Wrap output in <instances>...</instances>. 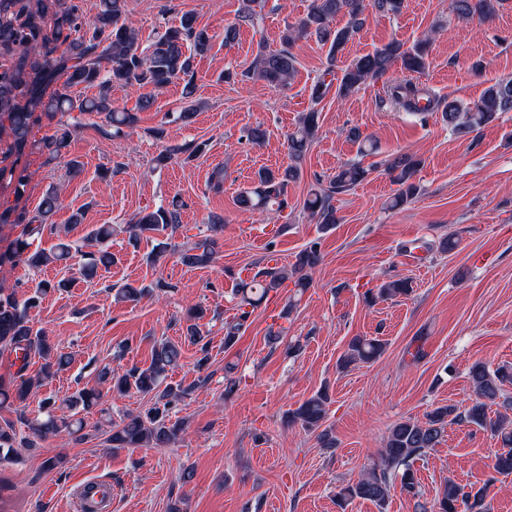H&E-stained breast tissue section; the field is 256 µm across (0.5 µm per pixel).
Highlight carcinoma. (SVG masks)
Wrapping results in <instances>:
<instances>
[{
  "label": "carcinoma",
  "mask_w": 512,
  "mask_h": 512,
  "mask_svg": "<svg viewBox=\"0 0 512 512\" xmlns=\"http://www.w3.org/2000/svg\"><path fill=\"white\" fill-rule=\"evenodd\" d=\"M501 0H454V8L461 18L477 16L490 20L501 7ZM365 0H311V6L299 23L286 26L282 31L283 48L276 51H259L242 77L263 81L273 87L288 85L296 71V60L288 46L300 35H314L328 46L327 74L335 75L337 58L344 54L348 44L365 23ZM347 16L342 26L334 24L339 14ZM212 49V36L207 28L197 24L192 12L180 16L179 24L156 34L147 46H142L139 32L127 17L126 0H99L96 14L85 17L79 0H0V116L9 123L11 143L8 154L14 162L32 147L30 135L39 116L54 117L78 111L88 115L104 116L101 132L110 137L132 128L138 122L135 112L112 108V86L149 87L161 90L175 79L184 81L186 106L183 118H191L199 103L192 100L195 91V59ZM430 41L421 39L410 47L399 42H389L365 55L354 57L341 69L340 77L332 84L324 79L312 89L314 101L321 100L331 86H336V96L346 98L361 86L383 78L395 63L399 62L409 74H421L428 66ZM94 87L97 94L77 99L69 89L77 86ZM392 104L409 112H433L443 108V118L448 127L457 133L479 130L497 119L501 112H512V78L501 79L489 86L482 96L463 104L456 100L443 103L431 91L420 88L410 79L389 87ZM318 132V112L310 110L299 119L297 130L288 136L289 163L282 169L262 168L257 172V185L244 191L239 204L246 209H266L288 205L287 191L291 182L299 179L305 153ZM75 133V127L62 120L53 132L39 143L47 154V161H62L75 173L81 164L67 158V147ZM419 161L407 155L392 160L387 172L396 185L397 193L391 202L396 208L412 199L418 190L413 178ZM367 170L355 162H349L336 171L328 185L315 181L303 206L325 225L337 223L336 208L332 204L336 194L350 190L365 179ZM60 192L50 188L38 205L35 214L10 208L0 212V223L24 225L7 254L0 253L4 261L25 262L39 268L66 260L70 246L60 243L50 250L30 251V238L40 236L45 230H54L52 216L61 207ZM180 205L144 208L134 220L124 225L123 231L136 239L163 232L173 236L180 228ZM223 220L210 221V234L194 240L172 245L159 241L154 246V262H163L170 252L178 254L180 261L189 267L207 266L214 260L216 236L222 230ZM114 228L101 224L91 232L93 250L81 254L77 273L84 280L98 277V271L108 269L114 263V255L108 250ZM318 259L313 247L304 250L291 268L265 267L258 271L249 283H241V301L233 321L226 325L224 349L235 345L239 331L247 324L256 308L271 292L277 291L288 281L300 289L309 287L307 270ZM71 281L60 279L55 283L45 281L20 301L15 291L0 288V350L14 355L12 365L17 367L13 378L0 381V407L15 400L21 403L40 385L41 379L61 371L68 363L66 354L51 344L45 332L34 328L31 312L38 308L43 298L52 291L70 287ZM115 291L118 302H135L146 289L125 284ZM408 281L395 279L380 285L377 295L381 298L407 295ZM204 315L194 307L188 311V325L183 341L163 339L153 346L151 360L146 367H133L123 374L105 368L100 380L110 382L106 391L80 389L64 399L71 405L83 408L102 406L100 412L109 413L103 404L117 400L134 389L150 396V405L138 413H127L118 422H111L108 441L114 448H164L179 440L185 432V421L174 417L173 409L192 387L167 382L169 370L176 367L182 356V343L199 347L201 357L198 367L209 361V343L201 332L197 320ZM386 343L378 338L353 337L340 358V367L356 362L371 363L381 357ZM42 360L40 375L27 377L31 355ZM475 400L464 411L455 405L434 407L423 419L407 418L395 423L389 431L385 448L381 450V464L361 475L355 482L341 488L339 501L345 503L355 498L384 504L393 488L392 478L400 476V493L415 500L416 512H481L484 489L466 491L453 481H448L433 502H420L421 491L410 460L420 457L436 447L445 429L459 422H467L490 431L500 438L503 451L496 455L494 468L500 474H512V419L503 413L490 416L489 410L502 396V386L512 383V369L504 367L490 371L482 362L472 365L469 371ZM327 396L316 394L296 409L288 412V420L301 424L302 428L317 434L326 448L336 447V441L322 429L326 419ZM29 437L17 441L15 428L7 423L0 425V463L17 459L30 452L35 441L67 435L74 440L83 438L84 420L56 414V400L42 401L38 416L24 419Z\"/></svg>",
  "instance_id": "cac0c4a2"
}]
</instances>
